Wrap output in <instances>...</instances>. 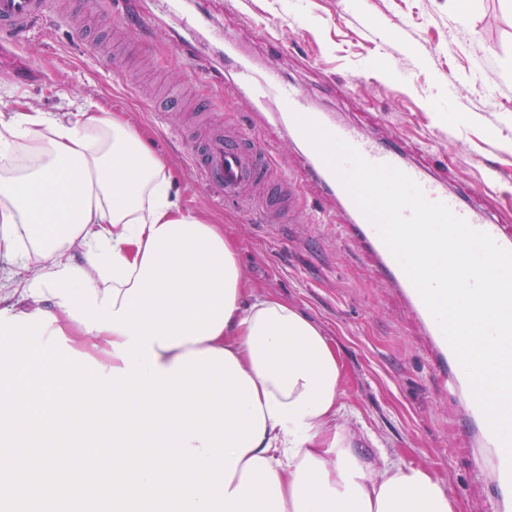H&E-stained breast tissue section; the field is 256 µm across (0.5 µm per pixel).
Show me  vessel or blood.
Listing matches in <instances>:
<instances>
[{
	"label": "vessel or blood",
	"instance_id": "vessel-or-blood-1",
	"mask_svg": "<svg viewBox=\"0 0 512 512\" xmlns=\"http://www.w3.org/2000/svg\"><path fill=\"white\" fill-rule=\"evenodd\" d=\"M57 16L51 0H0V49L26 44L34 35L50 36ZM207 26L205 0L182 18L185 35H195ZM224 70L231 84L254 107L274 105L271 118L298 148L303 159V181L275 175L276 156L259 124L227 135L210 132L191 147V163L200 186L211 196L232 201L246 210L262 211L271 224L296 222L303 183L313 184L322 195L334 198L344 217L347 240L367 259L375 275L393 289L424 338L429 368L447 379L459 401L461 433L479 450L471 477L475 484L491 482L493 512H512V471L506 455L493 436L474 401L466 375L419 294L382 242L374 226L356 207L342 184L298 129L293 116L310 117L355 147L368 161L391 164L415 180L427 199L445 203L472 227L487 232L502 247L512 249V230L501 223L491 201L493 191L483 184L464 190L448 186V171L430 157H415L396 138L384 141L363 127L343 120L336 112L314 111L308 93L299 83L284 78L278 63L253 60L238 52L237 39L221 32Z\"/></svg>",
	"mask_w": 512,
	"mask_h": 512
}]
</instances>
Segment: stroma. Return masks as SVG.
<instances>
[{
	"instance_id": "obj_1",
	"label": "stroma",
	"mask_w": 512,
	"mask_h": 512,
	"mask_svg": "<svg viewBox=\"0 0 512 512\" xmlns=\"http://www.w3.org/2000/svg\"><path fill=\"white\" fill-rule=\"evenodd\" d=\"M178 24L159 15L135 45L99 26L92 9L88 44L57 24L53 40L37 36L0 53V110L72 117L95 103L149 131L184 206L238 243L246 282L296 306L335 345L346 426L371 434L391 461L429 466L457 512H483L489 492L470 482L472 450L456 433L448 383L430 374L411 317L345 244L339 224L313 221L333 203L309 187L301 223H262L215 205L187 151L214 126L248 121V104L229 84L200 81L202 71L224 66L214 32L225 28L253 54L278 56L316 108L410 151L441 152L456 187L493 182L494 204L512 221V0H214L200 59L171 39ZM254 25L271 40L253 43ZM205 91L221 107L201 111ZM172 96L179 109L161 115Z\"/></svg>"
}]
</instances>
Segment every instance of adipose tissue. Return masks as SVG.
I'll use <instances>...</instances> for the list:
<instances>
[{
  "mask_svg": "<svg viewBox=\"0 0 512 512\" xmlns=\"http://www.w3.org/2000/svg\"><path fill=\"white\" fill-rule=\"evenodd\" d=\"M184 209L166 158L149 135L94 105L78 119L46 112L0 113V255L40 273L79 268L97 293L133 287L147 242L169 222L196 221ZM232 312L215 334L179 344L153 343L167 370L189 352L230 353L254 382L265 420L240 455L229 484L238 489L249 459L276 474L284 512H456L429 469L377 464L340 422L344 368L322 330L295 306L258 295L244 278ZM9 315H53L74 352L123 368L114 344L124 333L86 330L58 295L32 296L28 285H0Z\"/></svg>",
  "mask_w": 512,
  "mask_h": 512,
  "instance_id": "ef3b65f1",
  "label": "adipose tissue"
}]
</instances>
